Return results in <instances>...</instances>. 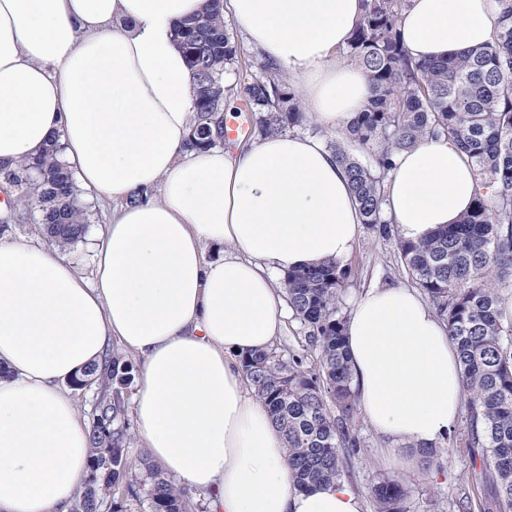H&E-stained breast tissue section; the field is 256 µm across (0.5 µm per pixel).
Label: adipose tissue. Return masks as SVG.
Returning <instances> with one entry per match:
<instances>
[{
    "mask_svg": "<svg viewBox=\"0 0 512 512\" xmlns=\"http://www.w3.org/2000/svg\"><path fill=\"white\" fill-rule=\"evenodd\" d=\"M206 4L0 0V189L13 192L9 174L54 136L79 188L116 204L89 280L59 247L0 237V512H67L89 457L68 383L113 343L140 359L138 443L165 473L213 490V512H363L346 482L297 488L238 362L283 328L277 275L352 253L358 208L319 139L188 148L194 100L174 27ZM228 5L307 119L339 132L365 107V73L337 60L363 0ZM499 19L494 0H409L400 29L413 60L445 59L490 42ZM394 163L384 208L403 239H426L471 206L473 165L452 140L423 138ZM208 244L223 257L206 259ZM345 343L359 410L391 461L446 440L462 413L461 369L417 291L365 292Z\"/></svg>",
    "mask_w": 512,
    "mask_h": 512,
    "instance_id": "obj_1",
    "label": "adipose tissue"
}]
</instances>
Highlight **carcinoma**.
I'll return each instance as SVG.
<instances>
[{
  "mask_svg": "<svg viewBox=\"0 0 512 512\" xmlns=\"http://www.w3.org/2000/svg\"><path fill=\"white\" fill-rule=\"evenodd\" d=\"M406 0H365V13L344 57L361 67L372 98L344 131L365 159L340 142L326 141L345 169L361 223L394 240L405 272L444 321L457 347L468 421L466 447L481 450L476 483L491 488L482 512H512V324L499 318L500 292L512 288V6L504 8L491 42L445 61L415 62L399 31ZM175 39L195 85L189 145L209 148L224 141V97L260 114L259 133L304 129L307 120L288 81L261 64L260 85L236 66L237 49L220 0L175 27ZM235 79L226 84L224 74ZM458 145L474 167L476 197L457 224L420 242L402 240L383 210L384 178L394 157L424 137ZM51 143L42 156L22 162L12 183L43 233L66 249L81 241L90 217L80 205L71 171ZM352 275L331 261L289 271L283 284L292 316L304 329L308 355H282L277 347L241 360L253 392L283 436L299 487L345 477L342 448H358V406L344 342L346 317L340 299ZM134 366L108 351L70 382L74 390L97 386L92 406L89 469L95 512H193L190 492L146 458L128 455V400ZM375 512H404L408 481L384 475L374 485Z\"/></svg>",
  "mask_w": 512,
  "mask_h": 512,
  "instance_id": "1",
  "label": "carcinoma"
}]
</instances>
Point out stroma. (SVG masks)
Returning a JSON list of instances; mask_svg holds the SVG:
<instances>
[{
    "label": "stroma",
    "instance_id": "stroma-1",
    "mask_svg": "<svg viewBox=\"0 0 512 512\" xmlns=\"http://www.w3.org/2000/svg\"><path fill=\"white\" fill-rule=\"evenodd\" d=\"M87 208L91 214L88 231L84 239L66 251L77 273L85 277L90 276L92 271L91 245L100 224L111 216L112 204L108 201H91ZM347 263L354 277L342 296L343 312H351L356 299L369 288L386 285L408 288L412 285L393 242L379 238L369 228H361L357 245ZM466 427V419H459L449 442L440 444L438 466H427L423 455L416 449L405 452L406 463L401 466L384 462L381 450L386 447V440L364 420H357L360 447L357 452H345L344 457L348 471L346 481L361 495L364 512H374L371 488L382 474L410 477L406 512H462L458 502L463 494L473 492L475 475L481 469L480 459L471 457L463 445Z\"/></svg>",
    "mask_w": 512,
    "mask_h": 512
}]
</instances>
